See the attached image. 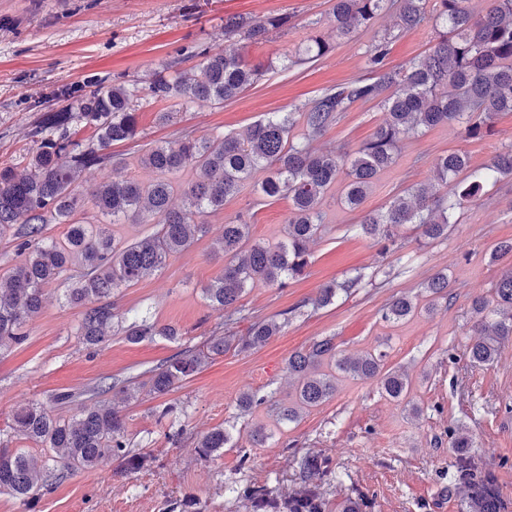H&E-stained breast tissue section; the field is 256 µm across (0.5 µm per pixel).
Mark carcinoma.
I'll use <instances>...</instances> for the list:
<instances>
[{"label": "carcinoma", "mask_w": 512, "mask_h": 512, "mask_svg": "<svg viewBox=\"0 0 512 512\" xmlns=\"http://www.w3.org/2000/svg\"><path fill=\"white\" fill-rule=\"evenodd\" d=\"M480 12L466 0H335L333 18L339 36L369 28L379 12L395 10L398 27L407 32L430 25L437 42L426 56L397 67L386 62L390 38L372 45L366 60L371 76L355 78L326 88L287 112H270L258 120L243 138L231 135L197 138L190 132L146 149L139 163L156 173L148 183L133 178L102 181L91 186L79 182L91 168L114 163L110 148L115 142L137 136L135 99L138 89L122 83L89 81L74 102L47 110L38 100L32 109L41 113L30 132L41 137L28 157L25 173L14 166L0 167V237H10L20 262L0 273V348L24 341L26 319L40 312L47 287L65 279L63 297L84 311L76 336L88 349L109 341L106 329L130 343L162 337L176 341L181 333L150 315L132 318L114 312L112 293L159 269L172 255L185 251L207 233L200 218L224 210L259 172L267 175L256 191L266 198L285 197L292 203L285 238L271 246L249 243V224L242 218L224 225L219 238L224 253V272L205 289L209 305L234 315L246 289L256 285L288 286L308 266L307 244L323 224L321 202L328 190L343 181L342 200L351 209L363 203L378 175L391 166L401 138L456 121L467 140L482 139L493 131L494 120L512 113V0H484ZM286 15H274L254 23L241 16L224 18V50L200 53L198 64L155 78L149 87L156 99H213L222 104L237 99L264 74L248 64L244 43H258L272 30L288 27ZM332 46L316 34L309 35L304 53L322 58ZM378 102L385 118L369 139L351 154L317 153L293 131L302 126L309 137L323 135L356 103ZM94 129V137L81 142L72 137L74 127ZM470 159L461 150L436 158L437 179L455 183L453 197L436 196L430 184L415 185L377 212L361 215L357 231L388 250L393 228L414 224L421 238L448 237L454 211L474 196L488 180L512 176V145L493 156L483 167L469 171ZM469 172L464 179L459 176ZM191 174L185 181L172 177ZM180 194L186 206L172 208ZM92 217H77L86 205ZM155 219L154 233L126 240L111 233L98 216L112 223L139 221L143 214ZM48 224H66L64 242L45 238ZM355 284L349 280L320 289L316 305L333 304L337 296ZM428 302L401 295L383 310V318L399 322L420 311L429 314L448 301V270L441 269L422 286ZM473 323L468 330L466 356L472 366L489 368L501 345L512 339V269L493 286V298L471 302ZM282 322L260 319L247 335L237 340L248 351L279 335ZM226 339L211 336L199 349L182 351L150 371L149 392L161 396L180 387L213 355L224 354ZM384 354L372 351L351 360L340 355L331 338L291 353L288 374L296 380L294 396L280 404L272 397L246 393L239 399L245 412L265 406L280 423L294 422L302 409L322 405L336 393L340 377L374 380L381 394L394 401L407 396L409 380L397 371H383ZM9 429L52 455L38 464L28 453L4 443L0 430V494L7 492L31 507L40 491L79 471L94 468L105 455L119 461L122 474L137 473L151 462L149 453L129 448L125 416L105 401L85 405L74 420L50 417L45 406L28 403L13 415ZM231 432L220 426L200 436L199 458L209 462L226 448H236ZM449 447L456 456L452 484L464 490L460 512H505L493 477L477 475L469 448L472 439L462 430L450 433ZM300 484L291 492L268 484L231 486L228 492L240 500L245 512H329L323 487L333 479L328 457L307 452L298 461Z\"/></svg>", "instance_id": "obj_1"}]
</instances>
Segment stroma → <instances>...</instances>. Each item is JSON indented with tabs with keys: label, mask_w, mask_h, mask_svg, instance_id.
Listing matches in <instances>:
<instances>
[{
	"label": "stroma",
	"mask_w": 512,
	"mask_h": 512,
	"mask_svg": "<svg viewBox=\"0 0 512 512\" xmlns=\"http://www.w3.org/2000/svg\"><path fill=\"white\" fill-rule=\"evenodd\" d=\"M333 5L334 0H0V166L23 164L35 147L29 132L39 115L30 110L31 101L53 100L57 90L92 79L137 86L140 135L113 144L114 165L90 170L86 179L148 182L155 174L137 158L156 142L185 130L206 138L242 135L267 113L289 111L326 87L369 76L368 51L384 34L393 36L391 66L425 55L436 42L429 26L397 34L392 11L382 12L371 28L337 36ZM274 14L288 15L290 25L245 47L247 62L263 66L265 73L237 100L184 102L150 95L152 81L168 74L176 59L223 49L225 17L260 20ZM313 33L330 42L332 51L283 67L284 56ZM384 118L381 105L356 104L313 146L335 154L356 150ZM510 145L512 114L500 115L493 133L476 141L464 140L455 123L403 139L396 164L379 175L361 211L383 209L409 187L433 181L434 162L443 153L465 151L476 169ZM321 209L324 226L309 245L306 275L284 288L247 289L239 302L244 317L229 329L226 312L208 307L204 294L224 269L216 245L222 226L241 216L250 224L251 242L275 243L284 238L290 212L287 199L262 198L250 182L223 212L205 216L210 230L188 250L112 297L118 313L147 310L160 323L180 328L178 341L131 344L116 335L97 354H88L76 335L79 308L67 305L60 291H50L27 323L24 343L0 351L1 429L29 402L49 405L56 418L78 416L103 378L142 383L149 370L184 348L202 347L212 334H225L226 347L168 395L143 393L126 402L128 437L133 447L152 454L150 468L120 475L117 461L106 457L94 469L42 491L34 510L1 494L0 512H168L172 500L186 496L194 512H245L225 494V486L267 481L292 489L298 460L308 452L331 460L336 479L324 490L332 505L362 491L371 501L367 512H459L458 497L441 492L454 470L448 431L458 426L468 430L477 466L495 476L512 512V340L502 345L492 367L470 366L464 356L472 299L489 295L512 268V257L489 260L496 242L512 238V178L486 184L456 212L447 238L426 243L414 225L405 224L385 254L358 235L361 211L342 205L339 191H330ZM443 268L447 305L399 323L383 320L394 296L419 297L423 282ZM348 280L354 283L349 293L339 294L332 305L313 307L320 288ZM283 312L288 323L280 335L254 350L238 351L236 341L253 319H275ZM325 336L334 337L346 355L384 352L386 368L409 377L406 402L383 396L374 382L343 378L335 396L295 422L276 424L261 409L239 413L237 400L245 393L287 401L293 391L285 366L289 354ZM61 391L73 392V400L52 405V395ZM167 405L187 416V431L175 444L157 423ZM227 421L265 426L270 434L265 447L228 448L216 461H201L197 439Z\"/></svg>",
	"instance_id": "1"
}]
</instances>
